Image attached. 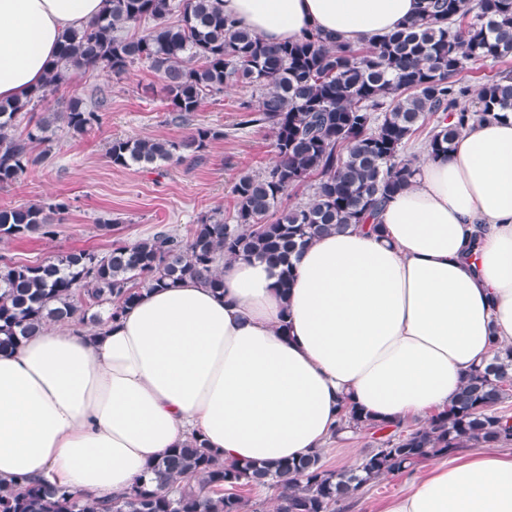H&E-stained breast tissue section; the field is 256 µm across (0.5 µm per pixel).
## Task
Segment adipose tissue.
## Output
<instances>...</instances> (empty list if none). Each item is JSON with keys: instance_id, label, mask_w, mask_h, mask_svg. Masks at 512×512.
Wrapping results in <instances>:
<instances>
[{"instance_id": "obj_1", "label": "adipose tissue", "mask_w": 512, "mask_h": 512, "mask_svg": "<svg viewBox=\"0 0 512 512\" xmlns=\"http://www.w3.org/2000/svg\"><path fill=\"white\" fill-rule=\"evenodd\" d=\"M283 43L317 30L355 43L393 32L418 0H224ZM104 0H0V101L39 86L63 35ZM317 238L294 282L227 258L224 287L185 279L117 320L50 323L0 350V480L78 496L131 491L196 438L224 464L321 450L345 410L428 422L467 374L512 347V115L474 123L424 158L379 214ZM378 512H512V450L428 459Z\"/></svg>"}]
</instances>
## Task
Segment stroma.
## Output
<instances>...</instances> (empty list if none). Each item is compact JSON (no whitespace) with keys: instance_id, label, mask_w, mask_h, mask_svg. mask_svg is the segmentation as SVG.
Returning <instances> with one entry per match:
<instances>
[{"instance_id":"1","label":"stroma","mask_w":512,"mask_h":512,"mask_svg":"<svg viewBox=\"0 0 512 512\" xmlns=\"http://www.w3.org/2000/svg\"><path fill=\"white\" fill-rule=\"evenodd\" d=\"M99 93L107 97L99 125L82 135L59 129L49 141L32 143L34 165L16 184L0 189V209L66 200L69 208L56 235L0 242V255L35 264L73 249L103 254L117 237L134 242L165 228L186 233L213 210L232 214L238 177L264 172L274 161L268 126L240 128L239 103L249 98L250 91L231 83L223 94L205 100L195 114L196 123L225 133L209 145L202 160L186 157L127 169L112 167L107 150L113 139L179 140L187 133L185 127L170 122L163 83L145 64L121 78L99 68L71 71L32 119L21 120L15 131L26 134L33 120L66 111L71 98L87 100Z\"/></svg>"}]
</instances>
